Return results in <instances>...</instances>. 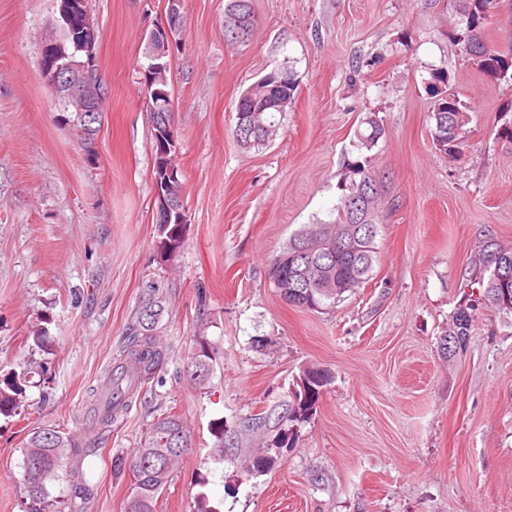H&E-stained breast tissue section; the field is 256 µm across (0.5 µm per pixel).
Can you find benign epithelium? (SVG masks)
I'll return each instance as SVG.
<instances>
[{
  "label": "benign epithelium",
  "mask_w": 512,
  "mask_h": 512,
  "mask_svg": "<svg viewBox=\"0 0 512 512\" xmlns=\"http://www.w3.org/2000/svg\"><path fill=\"white\" fill-rule=\"evenodd\" d=\"M182 0H167L165 21L154 26L146 36L144 72L147 111L150 112L155 134L156 174L154 206L158 214L165 215L167 224L187 223L186 214L174 208L180 195V180L168 160L178 150V138L174 126L165 119L170 111V93L167 72L177 48L176 35L182 26ZM60 34L43 47L45 65L43 78L65 112L75 116H93L103 105L104 93L98 72L89 66L88 57L94 53L96 30L88 10L76 0H59ZM270 89L254 85L252 111H266Z\"/></svg>",
  "instance_id": "obj_1"
}]
</instances>
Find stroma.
<instances>
[{"instance_id": "stroma-1", "label": "stroma", "mask_w": 512, "mask_h": 512, "mask_svg": "<svg viewBox=\"0 0 512 512\" xmlns=\"http://www.w3.org/2000/svg\"><path fill=\"white\" fill-rule=\"evenodd\" d=\"M227 3L181 7L169 89L187 223L165 262L141 72L166 0H87L106 92L92 161L41 79L57 0H0V378L26 379L22 405L0 415V512H25L33 429L84 438L89 392L152 283L167 295V360L83 459L85 512H124L133 478L113 475L112 457L170 410L191 447L157 512H196L201 496L215 512H512V324L477 311L465 350L451 361L439 350L483 272L480 245L512 247V82L455 42V0H251L257 25L238 46L224 39ZM288 66L294 104L268 144L242 148L241 92ZM435 69L472 109L454 158L430 134ZM371 113L384 135L366 151L356 132ZM356 161L380 198L372 276L334 307L291 306L270 264L304 225L335 219ZM199 336L217 351L203 389L182 375ZM309 368L330 380L292 447L271 449L273 466L254 471L245 448L216 451L215 423L287 399Z\"/></svg>"}]
</instances>
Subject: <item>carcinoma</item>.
I'll return each instance as SVG.
<instances>
[{"label":"carcinoma","instance_id":"obj_1","mask_svg":"<svg viewBox=\"0 0 512 512\" xmlns=\"http://www.w3.org/2000/svg\"><path fill=\"white\" fill-rule=\"evenodd\" d=\"M496 0H458V14L466 23L456 28L454 39L464 51L479 59L483 70L493 78L512 80V45L501 49L484 42L481 31L491 18ZM238 14L245 19L243 36L235 37L225 31L230 45H242L251 40L255 27L251 0H229L227 15ZM443 72L432 74L430 93L434 97L430 118L433 131L438 134L434 144L450 155L462 153L464 127L468 124L470 107L456 94L439 89L445 83ZM274 103L266 112H247L250 102L240 96L236 107L237 121L234 136L245 148L262 145L267 140V130L275 127L274 113L284 112L293 102L298 90V78L290 67L275 70L271 81ZM366 131L359 132V147L372 149L384 134L377 119L369 116L363 120ZM363 182H372V174L365 165L356 162L344 175L342 195L336 207V219L327 224H311L298 230L275 258L269 268V278L274 281L282 276L296 285L289 304L309 310H322L333 306L347 292L365 284L377 260L376 238L379 233L374 200L361 207L348 204ZM160 251L164 260L175 259L183 246L179 224L159 225ZM512 259V248L488 242L480 250L479 260L488 276L473 281L478 305L494 311L505 319L512 318V278L505 279L499 265ZM473 305H462L452 316L448 333L440 338L441 355L452 360L467 345L473 323ZM166 312V299L158 289H153L136 312L130 328V339L121 354V361L112 368L107 383V395H97L94 415L89 422L85 440L77 442L61 431L40 428L32 432L23 451L22 484L27 507L25 512H61L60 501L53 497L49 487L62 477L69 478L70 512H83L86 485L80 474L66 469L72 459H80L94 451L95 443L127 410V399L133 389L155 378L166 363L167 352L158 338V330ZM196 347L188 358L183 374L187 381L198 388L208 383L213 373V348L202 336L195 337ZM328 373L312 368L303 372L302 386L292 393L291 399L245 417L229 426H219L215 431L217 447L224 448V439H235L233 447L251 448L255 439L272 437L274 448L293 445V427L307 421L325 386ZM25 388L18 376L6 378L0 387V415H9L24 402ZM190 435L181 418L172 413L157 420L146 433L131 457H112L114 473H132L134 483L125 512H156L159 495L170 483L181 457L189 450Z\"/></svg>","mask_w":512,"mask_h":512}]
</instances>
